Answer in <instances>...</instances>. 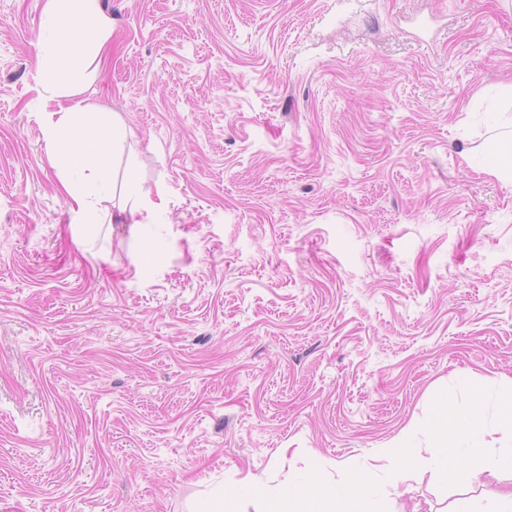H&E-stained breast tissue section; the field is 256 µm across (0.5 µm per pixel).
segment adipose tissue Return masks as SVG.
Returning a JSON list of instances; mask_svg holds the SVG:
<instances>
[{
    "label": "adipose tissue",
    "mask_w": 512,
    "mask_h": 512,
    "mask_svg": "<svg viewBox=\"0 0 512 512\" xmlns=\"http://www.w3.org/2000/svg\"><path fill=\"white\" fill-rule=\"evenodd\" d=\"M44 16L49 37L40 49V73L49 77L63 64L71 66L64 81L47 80L42 85L50 95L70 100L44 122L50 155L89 172L97 190L107 191L111 183L107 149L114 142L121 119L105 120L103 113L88 109L77 96L84 70L96 62L112 22L99 8L98 0H47ZM452 418L462 445L436 449L430 461L441 475L462 472L475 478L492 469L512 467V448L496 446L475 413L456 411Z\"/></svg>",
    "instance_id": "obj_1"
}]
</instances>
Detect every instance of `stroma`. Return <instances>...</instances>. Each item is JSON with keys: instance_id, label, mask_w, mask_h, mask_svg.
<instances>
[{"instance_id": "1", "label": "stroma", "mask_w": 512, "mask_h": 512, "mask_svg": "<svg viewBox=\"0 0 512 512\" xmlns=\"http://www.w3.org/2000/svg\"><path fill=\"white\" fill-rule=\"evenodd\" d=\"M46 0H0V512H485L398 446L512 436V0H99L79 99L114 189L72 210ZM73 176V175H70ZM86 194L88 174L73 176ZM146 224L113 221L128 184ZM260 482L263 496L219 487ZM129 193L134 198V200L129 209L128 207L124 209L125 213L128 212V222L129 224H144L150 217V208L148 207L149 191L144 190V188L141 186H137L133 188ZM144 212L147 214L143 215Z\"/></svg>"}]
</instances>
